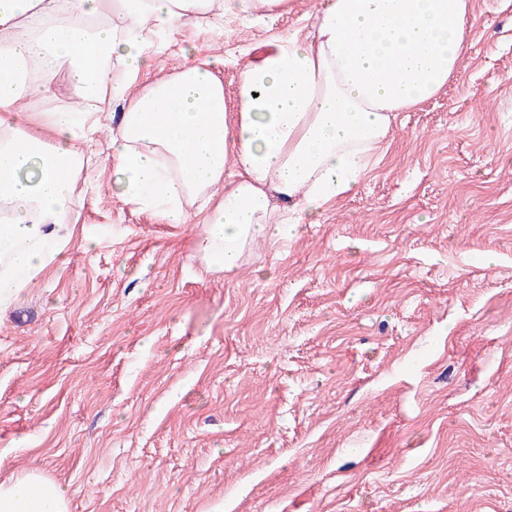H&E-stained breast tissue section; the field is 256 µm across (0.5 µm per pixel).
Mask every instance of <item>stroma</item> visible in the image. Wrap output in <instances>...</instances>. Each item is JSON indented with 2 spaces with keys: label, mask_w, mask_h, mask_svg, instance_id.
<instances>
[{
  "label": "stroma",
  "mask_w": 512,
  "mask_h": 512,
  "mask_svg": "<svg viewBox=\"0 0 512 512\" xmlns=\"http://www.w3.org/2000/svg\"><path fill=\"white\" fill-rule=\"evenodd\" d=\"M321 223L234 278L199 224L77 180L66 261L0 316V450L71 512H512V0ZM316 0L227 24L219 76ZM94 247H87L86 237Z\"/></svg>",
  "instance_id": "35a3bbf8"
}]
</instances>
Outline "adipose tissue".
I'll use <instances>...</instances> for the list:
<instances>
[{
	"label": "adipose tissue",
	"instance_id": "obj_1",
	"mask_svg": "<svg viewBox=\"0 0 512 512\" xmlns=\"http://www.w3.org/2000/svg\"><path fill=\"white\" fill-rule=\"evenodd\" d=\"M279 2L0 0V312L63 262L95 136L120 199L167 224L203 214L194 254L230 277L257 241L291 240L356 190L397 114L459 77L469 49L471 0H323L306 38L280 34L242 70L237 111L207 51L137 86L183 30ZM61 75L72 104L41 111ZM70 500L36 468L0 478V512H70Z\"/></svg>",
	"mask_w": 512,
	"mask_h": 512
}]
</instances>
